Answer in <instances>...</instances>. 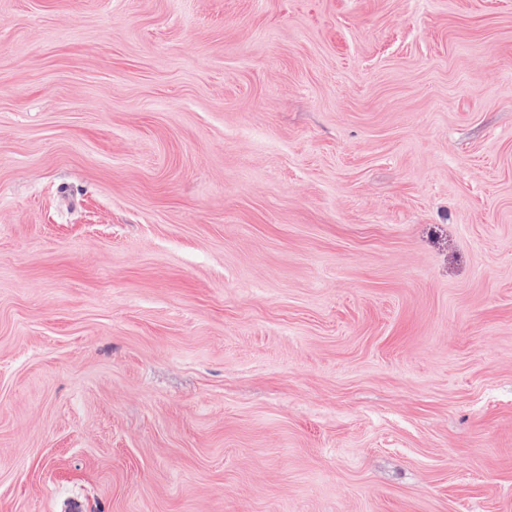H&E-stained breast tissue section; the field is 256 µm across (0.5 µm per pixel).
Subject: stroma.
<instances>
[{
	"label": "stroma",
	"instance_id": "35a3bbf8",
	"mask_svg": "<svg viewBox=\"0 0 512 512\" xmlns=\"http://www.w3.org/2000/svg\"><path fill=\"white\" fill-rule=\"evenodd\" d=\"M512 512V0H0V512Z\"/></svg>",
	"mask_w": 512,
	"mask_h": 512
}]
</instances>
